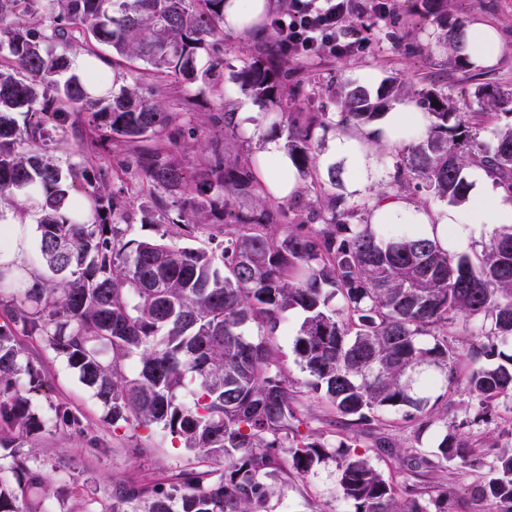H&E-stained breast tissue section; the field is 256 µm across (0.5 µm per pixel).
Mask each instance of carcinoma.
<instances>
[{"instance_id": "obj_1", "label": "carcinoma", "mask_w": 512, "mask_h": 512, "mask_svg": "<svg viewBox=\"0 0 512 512\" xmlns=\"http://www.w3.org/2000/svg\"><path fill=\"white\" fill-rule=\"evenodd\" d=\"M219 36L224 0H0V52L9 60L0 68V209L16 206L21 193H38V247L48 269L0 271V307L9 315L0 325V431L22 438L44 428L31 396L45 390V374L19 346L21 332L45 337L113 427L156 425L195 457L166 486H115L105 512H265L271 472L299 476L326 460L337 462L339 492L354 512H448V489L424 505L414 486L396 488L366 456L300 434L292 425L295 386L269 337L289 311L301 310L294 352L306 387L355 421L371 422L381 407L434 417L429 398L414 392L413 375L426 373L429 391L441 388L463 356L466 389L487 413L512 400V353L504 350L512 341V225H500L474 257L415 233L383 238L370 224L352 223L357 212L339 209L336 195L312 176L315 147L300 127L289 135L288 155L319 190L307 223L286 224L254 178L251 156L226 161L217 147L190 182L160 145L185 137L179 115L145 98L139 82L111 91L107 74L92 64L56 79L70 69L67 49L79 40L92 57L96 42L143 62L154 78L216 87L224 81V59L211 55ZM264 40L266 52L235 80L259 104L297 97L301 84L288 87L276 32L267 28ZM402 96L395 78L374 94L350 86L339 125L361 128ZM417 97L434 121L396 161L395 184L420 180L455 206L467 200L465 168L476 165L512 195V126L491 147L474 133L491 111L512 104V93L485 94L482 112H456L432 88ZM15 112L27 114L24 124ZM80 112L91 113L90 145L128 144L152 222L191 237L209 226L219 202L227 209L249 197L256 209L233 215L218 254L179 246L168 231L126 239L130 215L105 169L65 176L48 155L55 132ZM469 320L481 327L462 355L448 336ZM251 325L254 337L245 333ZM9 457L14 481L0 476V512H39L37 456L14 448ZM413 461L484 470L479 494L495 512H512V449L488 462L453 429L431 451L414 449Z\"/></svg>"}]
</instances>
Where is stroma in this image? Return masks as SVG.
<instances>
[{"mask_svg":"<svg viewBox=\"0 0 512 512\" xmlns=\"http://www.w3.org/2000/svg\"><path fill=\"white\" fill-rule=\"evenodd\" d=\"M393 18L381 21L368 16L357 24L362 38L368 43L364 53L336 58L321 53L302 62L296 73L305 93L288 104L254 103L243 91L233 74L245 60L256 57L261 42L257 34H230L224 38V81L219 87L198 83L184 87L176 79H168L160 88L162 102L171 112L184 109L185 98H193V111L199 119L211 125L208 136L184 138L175 153L190 175L203 168V159L210 155L214 142H221L224 155L258 156L265 140L287 144V126H272L266 115L289 110L292 117H308L320 112L338 116L337 104L341 89L356 83L376 90L388 77L400 76L407 92L433 88L444 93L456 104H476L481 91H512V0H444L441 16L431 12V0H390ZM491 24L501 35L505 49L497 63L489 68L474 66L470 60L457 59L446 41V34L457 24L473 22ZM232 113L231 127L212 125L213 117ZM73 126L57 133L51 153L61 169L70 166L108 169L113 192L119 193L133 218L126 236L140 240L159 233L156 225L146 223L138 213L144 196L131 183L135 175L127 167L129 153L125 147L113 144L108 150H79L80 139L88 137V117L77 114ZM342 129L314 126L309 135L317 147V169L326 174L335 167L339 180L335 194L342 209L361 208L363 218H370V209L381 192L387 191L395 173L397 155L388 148L362 141L361 147L376 163L377 176L368 185L354 188L353 174L345 160L336 158L334 143ZM303 320L298 311L287 317L271 342L277 350L289 379L298 383V417L300 433L316 439L345 442L364 454L395 486L416 485L421 494L448 487L453 496L448 502L450 512H493V504L476 493L481 474L454 465L446 468H420L414 471L399 467L398 457H410L412 449H430L447 428L460 427L481 454H494L512 448V407L499 406L489 413L482 412L476 400L465 390V369L457 367L444 399L448 413L434 422L409 408L379 409L370 424L349 421L336 413L325 400L312 397L303 390L307 378L293 353L294 338ZM17 340L26 355L41 361L48 390L33 396L32 410L44 422V429L23 440L21 448L36 454L45 466L47 504L59 512L62 504L93 499L95 512H104L112 503V488L117 484L153 486L167 484L175 471L189 466V453L175 443L159 427L113 428L106 420L101 403L78 374L50 350L43 337L18 335ZM66 406L81 421L79 429L56 426L54 405ZM143 453H133L134 445ZM274 490L269 512H352L351 504L340 494L337 485V465L327 461L302 477L289 480L272 478Z\"/></svg>","mask_w":512,"mask_h":512,"instance_id":"stroma-1","label":"stroma"}]
</instances>
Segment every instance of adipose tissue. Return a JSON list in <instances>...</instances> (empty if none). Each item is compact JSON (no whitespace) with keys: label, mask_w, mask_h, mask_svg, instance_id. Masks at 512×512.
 <instances>
[{"label":"adipose tissue","mask_w":512,"mask_h":512,"mask_svg":"<svg viewBox=\"0 0 512 512\" xmlns=\"http://www.w3.org/2000/svg\"><path fill=\"white\" fill-rule=\"evenodd\" d=\"M270 0H224V29L241 33L252 29L264 18ZM467 53L478 66L497 62L504 44L497 30L476 22L467 30ZM432 116L413 104H404L387 112L380 123L368 130L367 137L389 148L418 142L431 127ZM259 178L266 190L276 197L295 193V166L277 142H267L259 155ZM468 213L448 208L438 210L409 204L396 199L382 202L371 216L375 224H406L411 231L447 242L451 238L469 237L479 224H511L512 196L497 186L483 172H475L470 180ZM38 212H31L26 222H18L12 213L0 215V267L15 270L21 264L28 246V233L36 224Z\"/></svg>","instance_id":"obj_1"}]
</instances>
